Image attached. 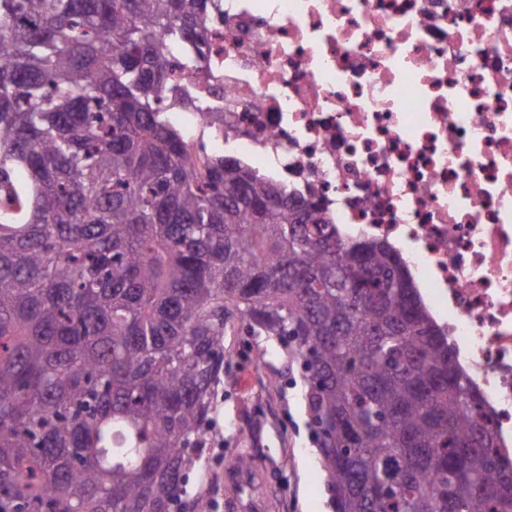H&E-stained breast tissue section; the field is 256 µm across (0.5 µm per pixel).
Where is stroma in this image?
<instances>
[{"mask_svg":"<svg viewBox=\"0 0 512 512\" xmlns=\"http://www.w3.org/2000/svg\"><path fill=\"white\" fill-rule=\"evenodd\" d=\"M224 396L213 413L216 437L203 467L190 475L191 490L213 501L212 512H241L259 500L263 512H335L319 465L305 399L304 371L277 339L238 331L227 337ZM264 352L256 361V352ZM248 454L251 487L230 484L228 472Z\"/></svg>","mask_w":512,"mask_h":512,"instance_id":"stroma-1","label":"stroma"}]
</instances>
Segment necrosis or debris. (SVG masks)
<instances>
[{"label":"necrosis or debris","instance_id":"4bbe7bcc","mask_svg":"<svg viewBox=\"0 0 512 512\" xmlns=\"http://www.w3.org/2000/svg\"><path fill=\"white\" fill-rule=\"evenodd\" d=\"M225 155L387 242L512 455V0H212Z\"/></svg>","mask_w":512,"mask_h":512}]
</instances>
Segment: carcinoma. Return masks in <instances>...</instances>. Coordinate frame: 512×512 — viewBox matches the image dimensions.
Listing matches in <instances>:
<instances>
[{
	"label": "carcinoma",
	"instance_id": "cac0c4a2",
	"mask_svg": "<svg viewBox=\"0 0 512 512\" xmlns=\"http://www.w3.org/2000/svg\"><path fill=\"white\" fill-rule=\"evenodd\" d=\"M208 0H0V512L187 495L240 326L302 359L336 512H512V458L387 243L168 113Z\"/></svg>",
	"mask_w": 512,
	"mask_h": 512
}]
</instances>
